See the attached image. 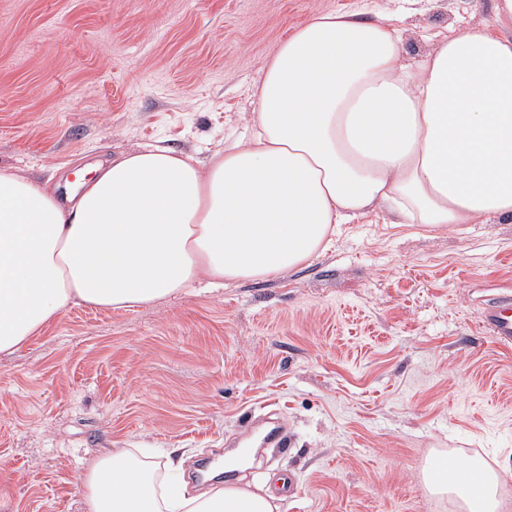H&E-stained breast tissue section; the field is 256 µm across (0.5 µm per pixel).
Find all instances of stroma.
I'll use <instances>...</instances> for the list:
<instances>
[{"mask_svg": "<svg viewBox=\"0 0 512 512\" xmlns=\"http://www.w3.org/2000/svg\"><path fill=\"white\" fill-rule=\"evenodd\" d=\"M495 0H0V167L64 185L143 148L208 160L243 134L263 61L314 15L398 18L408 59ZM512 297V219L428 231L374 215L301 268L134 310H63L0 353V512H84L115 448L182 467L286 447L239 471L295 484L282 512H462L426 461H474L512 506V348L480 316Z\"/></svg>", "mask_w": 512, "mask_h": 512, "instance_id": "obj_1", "label": "stroma"}]
</instances>
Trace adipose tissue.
I'll return each mask as SVG.
<instances>
[{"label": "adipose tissue", "instance_id": "ef3b65f1", "mask_svg": "<svg viewBox=\"0 0 512 512\" xmlns=\"http://www.w3.org/2000/svg\"><path fill=\"white\" fill-rule=\"evenodd\" d=\"M253 96L254 134L206 164L137 150L78 171L64 197L0 167V353L70 305L273 278L370 213L433 229L512 216V39L482 24L411 64L393 19L318 14L263 62ZM83 483L85 512H282L269 489L160 485L127 448Z\"/></svg>", "mask_w": 512, "mask_h": 512}]
</instances>
